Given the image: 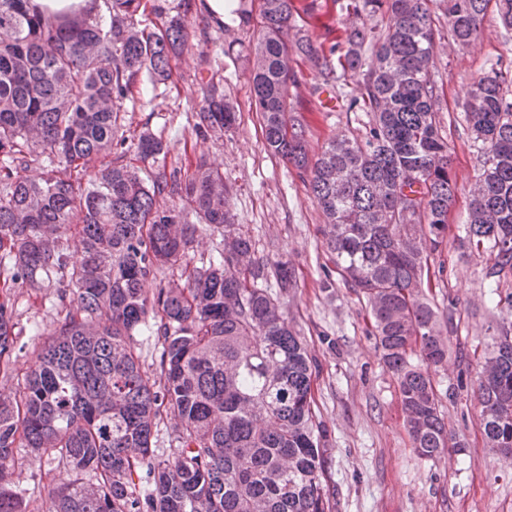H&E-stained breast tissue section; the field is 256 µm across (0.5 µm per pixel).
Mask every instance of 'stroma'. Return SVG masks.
I'll return each instance as SVG.
<instances>
[{
  "label": "stroma",
  "mask_w": 512,
  "mask_h": 512,
  "mask_svg": "<svg viewBox=\"0 0 512 512\" xmlns=\"http://www.w3.org/2000/svg\"><path fill=\"white\" fill-rule=\"evenodd\" d=\"M444 7L443 0L430 4L437 30L432 76L444 91L439 119L451 148L456 196L448 236L434 256L442 273L429 298L448 340V360L432 376L448 435L457 445L435 459L418 457L411 446L397 379L381 360L362 295L340 281L331 290L321 288L331 266L319 233L323 216L295 172L265 149L247 49L255 34L235 21L216 23L192 7L185 18L187 48L173 60L168 83L127 104L132 131H149L167 143L166 164L201 158L223 173L230 210L239 231L251 239L256 261L293 269L296 286L281 295V310L316 366L315 411L331 435L325 469L336 512H512V466L486 447L476 400L484 353L500 329L512 331V317H491L487 257L460 246L469 190L480 173L460 105L473 78L490 66L512 80V30L500 25L491 8L479 38L457 45L448 37ZM295 72L290 98L311 116L310 155L320 154L335 135L364 132L366 113L322 111L312 63H299ZM210 80L223 84L237 122L230 130L198 136L194 115ZM17 307L14 372L0 378L5 393L23 385L44 334L54 329L62 310L53 287L18 289ZM16 460L13 490L30 504H41L62 472L26 448L17 449Z\"/></svg>",
  "instance_id": "1"
}]
</instances>
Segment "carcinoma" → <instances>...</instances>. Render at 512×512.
I'll use <instances>...</instances> for the list:
<instances>
[{"mask_svg":"<svg viewBox=\"0 0 512 512\" xmlns=\"http://www.w3.org/2000/svg\"><path fill=\"white\" fill-rule=\"evenodd\" d=\"M429 0H347L340 38L315 47L288 30L306 15L327 29L328 3L259 0L241 12L258 32L251 83L267 151L290 164L325 218L320 228L336 273L363 293L385 365L396 375L412 448L423 458L448 449L431 369L448 345L426 292L438 285L434 254L448 235L456 193L440 91L431 77L434 19ZM491 0H446L448 37L477 38ZM85 16L46 17L32 0H0V377L12 375L19 288L55 281L64 316L37 368L15 393H0V512H335L324 468L327 431L315 412L311 359L299 332L265 286L293 287L284 264L252 258L231 222L224 175L205 162H158L166 143L126 135L125 103L171 76L187 46L185 14L147 27L146 0H103ZM387 18L380 29L377 15ZM318 68L314 88L350 77L365 112L362 137L331 139L315 160L305 149L309 119L288 107L291 62ZM481 174L470 189L464 243L489 255L490 314L512 312V94L492 69L461 105ZM236 113L211 81L192 126L229 129ZM108 161L94 173L87 162ZM43 159L39 181L22 175ZM175 200L171 207L164 199ZM222 247L188 262L197 226ZM75 247L80 259H71ZM182 268L185 285L143 282ZM161 344L159 370L144 369L132 336ZM419 352L424 366L409 362ZM477 401L486 444L512 464V337L485 353ZM177 421V445L155 459V432ZM48 456L69 479L46 507L26 509L11 489L15 449ZM151 479L136 493L140 473ZM93 474L95 482L84 475Z\"/></svg>","mask_w":512,"mask_h":512,"instance_id":"1","label":"carcinoma"}]
</instances>
